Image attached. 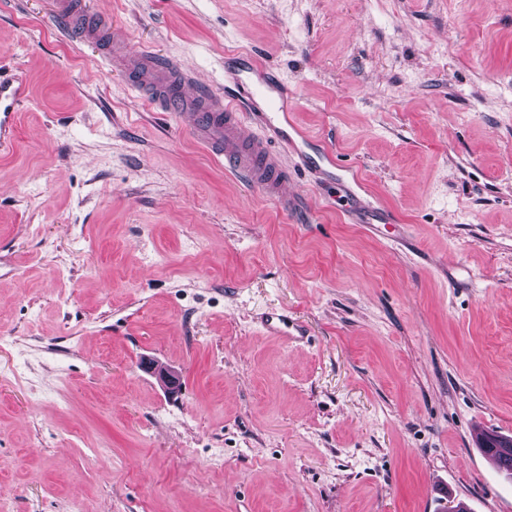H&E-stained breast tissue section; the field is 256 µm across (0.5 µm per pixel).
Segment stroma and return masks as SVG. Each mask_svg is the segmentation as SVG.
I'll return each instance as SVG.
<instances>
[{
    "mask_svg": "<svg viewBox=\"0 0 512 512\" xmlns=\"http://www.w3.org/2000/svg\"><path fill=\"white\" fill-rule=\"evenodd\" d=\"M0 0V512H512V0ZM266 63L356 167L284 211L114 73ZM287 310L309 342L268 335ZM175 371L168 391L140 365ZM68 4V10L64 7H59L60 18L66 30L77 39H90L96 35V31L86 24L75 7L74 0H60ZM26 87L22 83L0 80V148L11 144L10 123L17 112L19 103L26 97ZM509 435H502L495 432L488 433L480 438L478 448L485 454L488 448H496L498 468L507 478L512 479V450L511 448H499V439H506ZM512 437V436H511ZM510 437V438H511Z\"/></svg>",
    "mask_w": 512,
    "mask_h": 512,
    "instance_id": "1",
    "label": "stroma"
}]
</instances>
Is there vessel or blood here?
Instances as JSON below:
<instances>
[{"instance_id": "b4317fda", "label": "vessel or blood", "mask_w": 512, "mask_h": 512, "mask_svg": "<svg viewBox=\"0 0 512 512\" xmlns=\"http://www.w3.org/2000/svg\"><path fill=\"white\" fill-rule=\"evenodd\" d=\"M66 30L75 38H93L95 31L86 24L76 7L60 9ZM112 69L125 76L130 88L151 107L186 120L195 140L227 170L277 201L282 208L294 206L288 193L291 174L281 163L280 151L294 153L303 165L317 164L322 173L335 175L346 203L344 214H352L353 184L358 176L354 167L340 163L333 147L311 142L292 119L288 96L270 81L257 60H250L246 75L225 73L224 90L201 87L194 74L181 65L160 59L148 48L130 50L119 35L112 38ZM22 83L0 80V148L11 143L10 123L19 103L26 97ZM254 113L263 125L261 135L244 131V118ZM314 152H307L306 144ZM270 335L297 342L303 340L301 325L287 314L271 312L262 320Z\"/></svg>"}]
</instances>
